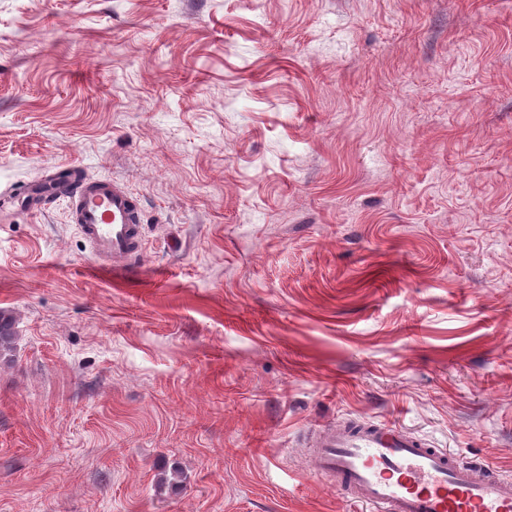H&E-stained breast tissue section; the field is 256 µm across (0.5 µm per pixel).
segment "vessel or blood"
Wrapping results in <instances>:
<instances>
[{
  "label": "vessel or blood",
  "mask_w": 512,
  "mask_h": 512,
  "mask_svg": "<svg viewBox=\"0 0 512 512\" xmlns=\"http://www.w3.org/2000/svg\"><path fill=\"white\" fill-rule=\"evenodd\" d=\"M71 218L93 256L126 272L144 255L138 200L121 185L84 181L69 198ZM312 469L365 512H512V477L428 447L391 422L325 428Z\"/></svg>",
  "instance_id": "obj_1"
}]
</instances>
